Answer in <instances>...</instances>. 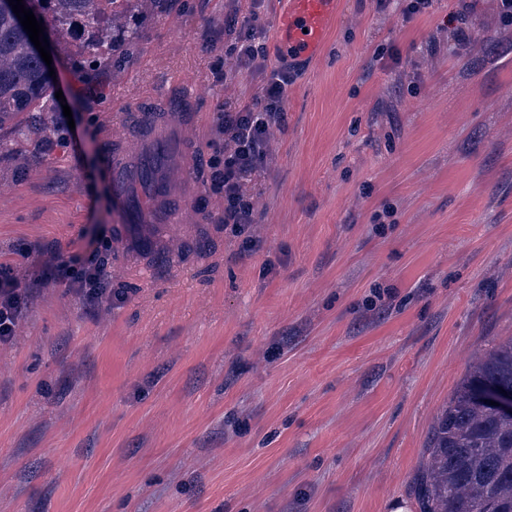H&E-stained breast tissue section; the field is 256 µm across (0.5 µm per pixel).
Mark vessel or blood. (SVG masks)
<instances>
[{"label":"vessel or blood","mask_w":512,"mask_h":512,"mask_svg":"<svg viewBox=\"0 0 512 512\" xmlns=\"http://www.w3.org/2000/svg\"><path fill=\"white\" fill-rule=\"evenodd\" d=\"M338 13V0H288V9L277 22V43L282 51L300 58H317ZM107 179L122 222L134 221L139 204L127 194L125 181L115 172Z\"/></svg>","instance_id":"b4317fda"}]
</instances>
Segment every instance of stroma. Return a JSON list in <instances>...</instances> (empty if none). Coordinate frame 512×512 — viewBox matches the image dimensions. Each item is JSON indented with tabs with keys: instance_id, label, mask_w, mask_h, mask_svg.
Wrapping results in <instances>:
<instances>
[{
	"instance_id": "35a3bbf8",
	"label": "stroma",
	"mask_w": 512,
	"mask_h": 512,
	"mask_svg": "<svg viewBox=\"0 0 512 512\" xmlns=\"http://www.w3.org/2000/svg\"><path fill=\"white\" fill-rule=\"evenodd\" d=\"M225 2L168 0L133 54L92 70L83 33L63 35L55 134L0 152V266L28 283L116 225L105 137L127 157L143 105L195 116L168 115L184 207L108 240L122 302L34 289L0 347V512H418L436 415L512 336V24L494 0L464 47L438 36L458 0L409 20L398 0H341L242 236L210 188L216 112L260 94L288 3L241 0L267 61L228 85Z\"/></svg>"
}]
</instances>
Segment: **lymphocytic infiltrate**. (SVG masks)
<instances>
[{
    "label": "lymphocytic infiltrate",
    "instance_id": "obj_1",
    "mask_svg": "<svg viewBox=\"0 0 512 512\" xmlns=\"http://www.w3.org/2000/svg\"><path fill=\"white\" fill-rule=\"evenodd\" d=\"M237 3L229 0L224 13V38L237 68L244 69L265 59L266 50L257 25L241 16ZM292 78V65L281 63L267 73L259 97L249 103L225 98L218 113L216 130L224 139V154L211 165V182L224 193V223L234 234H245L255 222L249 188L267 166L271 132L287 126L285 103ZM49 277L91 304L107 295L103 259L97 249L84 255L78 266L57 264ZM29 299V291L21 288L13 270L0 267V345L13 340Z\"/></svg>",
    "mask_w": 512,
    "mask_h": 512
}]
</instances>
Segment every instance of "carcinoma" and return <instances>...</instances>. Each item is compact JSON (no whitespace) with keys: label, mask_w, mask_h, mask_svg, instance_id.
Returning a JSON list of instances; mask_svg holds the SVG:
<instances>
[{"label":"carcinoma","mask_w":512,"mask_h":512,"mask_svg":"<svg viewBox=\"0 0 512 512\" xmlns=\"http://www.w3.org/2000/svg\"><path fill=\"white\" fill-rule=\"evenodd\" d=\"M165 0H23L35 16H45L51 32L79 28L87 33V68L109 53L134 49L143 19L163 10ZM124 32L119 42L108 33ZM55 84L36 47L12 11L0 0V130L19 141L51 129V121L23 123L25 112H46ZM168 154L143 153L122 162L151 190ZM489 385L512 392V337L493 344L470 364L448 405L437 415L427 447L429 462L414 482L419 512H512V413L477 394Z\"/></svg>","instance_id":"cac0c4a2"}]
</instances>
